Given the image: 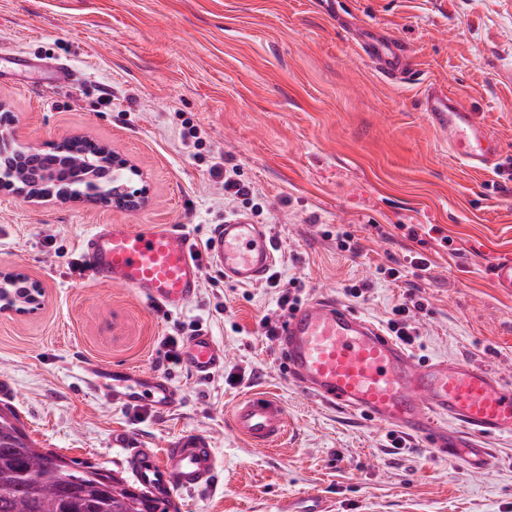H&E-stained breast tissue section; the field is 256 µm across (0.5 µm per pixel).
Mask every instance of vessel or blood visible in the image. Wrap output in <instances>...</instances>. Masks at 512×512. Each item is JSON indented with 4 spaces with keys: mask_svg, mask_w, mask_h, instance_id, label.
Segmentation results:
<instances>
[{
    "mask_svg": "<svg viewBox=\"0 0 512 512\" xmlns=\"http://www.w3.org/2000/svg\"><path fill=\"white\" fill-rule=\"evenodd\" d=\"M357 48L383 79H409L408 51L386 32L371 28ZM422 110L470 168L499 166L495 139L457 98L430 86ZM81 249L87 271L98 281L131 288L147 303L171 312L197 297L204 265L221 269L225 281L246 285L266 280L277 262L265 225L242 217L212 226L201 259L190 236L168 224L144 231L99 224ZM276 345L289 380L322 403L425 440L471 469L491 467L496 456L488 441L512 434L511 381L453 359L420 363L382 327L336 297L323 295L289 312ZM182 360L195 378L204 379L223 366L224 349L202 328L187 337ZM83 379L126 407L146 403L163 412L177 398L173 385L151 371L90 364ZM231 424L261 448L275 445L288 430L282 404L265 394L238 400ZM113 444L128 450L139 482L165 502H174L178 490L208 487L218 479L216 451L204 434H183L160 453L123 431L115 432Z\"/></svg>",
    "mask_w": 512,
    "mask_h": 512,
    "instance_id": "vessel-or-blood-1",
    "label": "vessel or blood"
}]
</instances>
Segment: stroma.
<instances>
[{"label":"stroma","mask_w":512,"mask_h":512,"mask_svg":"<svg viewBox=\"0 0 512 512\" xmlns=\"http://www.w3.org/2000/svg\"><path fill=\"white\" fill-rule=\"evenodd\" d=\"M376 26L406 42L412 78L383 81L354 38ZM39 60L18 72L12 52ZM76 73L58 82L54 65ZM454 94L497 137L502 165L457 159L420 110L428 84ZM0 101L23 143L50 150L86 135L124 155L148 203L129 212L84 201L23 203L0 191V269L43 290L36 313L0 312L6 405L37 447L109 471L128 484L114 431L147 447L211 437L217 484L177 495L180 512H283L304 496L333 512H512V436L492 440L498 465L475 472L422 441L391 449L387 426L346 414L290 382L260 320L274 289L205 269L181 312L87 276L80 242L97 224L143 230L178 224L204 250L210 227L241 215L209 173L220 153L263 202L257 221L278 239L276 269L304 300L342 297L369 281L353 309L383 322L408 289L426 362L460 359L512 380V295L491 267L512 255V0H0ZM200 130L186 135V124ZM356 248L340 251L336 235ZM430 266L412 275L409 260ZM403 272L387 277L388 268ZM211 331L224 365L200 380L165 360L174 323ZM163 375L178 400L166 412L112 403L81 381L85 362ZM264 391L291 429L274 447L234 431L230 411Z\"/></svg>","instance_id":"35a3bbf8"}]
</instances>
